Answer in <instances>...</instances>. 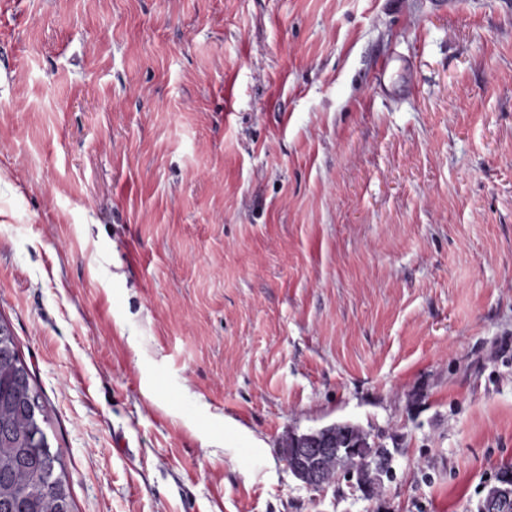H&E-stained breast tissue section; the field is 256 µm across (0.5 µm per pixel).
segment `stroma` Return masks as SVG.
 I'll use <instances>...</instances> for the list:
<instances>
[{
  "mask_svg": "<svg viewBox=\"0 0 512 512\" xmlns=\"http://www.w3.org/2000/svg\"><path fill=\"white\" fill-rule=\"evenodd\" d=\"M0 171L74 512H479L512 467V0H0ZM341 422L377 493L281 460Z\"/></svg>",
  "mask_w": 512,
  "mask_h": 512,
  "instance_id": "obj_1",
  "label": "stroma"
}]
</instances>
